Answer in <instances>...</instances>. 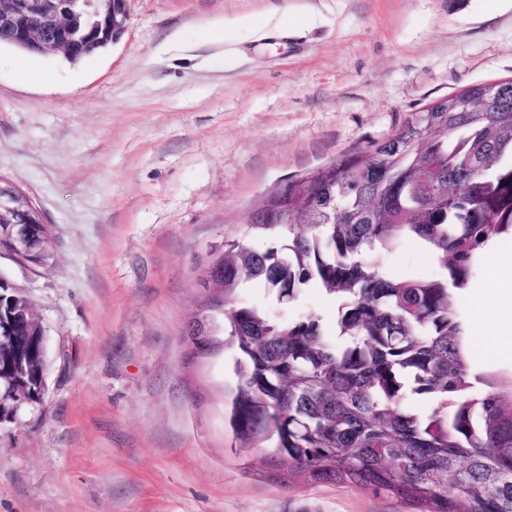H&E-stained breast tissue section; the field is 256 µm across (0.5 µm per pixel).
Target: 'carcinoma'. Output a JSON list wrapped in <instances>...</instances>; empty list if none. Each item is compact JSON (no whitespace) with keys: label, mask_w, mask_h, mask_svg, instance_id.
I'll return each mask as SVG.
<instances>
[{"label":"carcinoma","mask_w":512,"mask_h":512,"mask_svg":"<svg viewBox=\"0 0 512 512\" xmlns=\"http://www.w3.org/2000/svg\"><path fill=\"white\" fill-rule=\"evenodd\" d=\"M318 184L328 208L224 242V342L205 316L188 326L192 357L240 355L238 448L270 446L290 473L348 480L414 512H512V382L473 373L454 296L481 250L512 234V80L413 113L328 164ZM262 237L273 239L263 250ZM405 239L426 244L437 277L387 274L384 258ZM255 280L281 303L310 285L335 295L343 344L311 312L275 319L240 300ZM409 393L428 397L430 413L408 412Z\"/></svg>","instance_id":"cac0c4a2"}]
</instances>
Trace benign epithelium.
I'll use <instances>...</instances> for the list:
<instances>
[{"label": "benign epithelium", "mask_w": 512, "mask_h": 512, "mask_svg": "<svg viewBox=\"0 0 512 512\" xmlns=\"http://www.w3.org/2000/svg\"><path fill=\"white\" fill-rule=\"evenodd\" d=\"M129 0H0V29L11 41L28 52L55 51L82 56L118 41L127 30ZM301 204L321 210L329 205L322 189L305 191ZM35 206L16 187L0 185V252L6 251L26 263L37 251L31 221L24 215ZM298 214L288 207V186L279 188L253 209L250 224H295ZM211 297L210 309L224 311V278L210 274L203 278ZM15 306L10 323L0 327V353L9 358V367L0 369V423L10 411L18 417L28 407L31 378L26 356L33 340L44 342V332L23 289L14 288Z\"/></svg>", "instance_id": "obj_1"}]
</instances>
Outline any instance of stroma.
<instances>
[{"instance_id": "stroma-1", "label": "stroma", "mask_w": 512, "mask_h": 512, "mask_svg": "<svg viewBox=\"0 0 512 512\" xmlns=\"http://www.w3.org/2000/svg\"><path fill=\"white\" fill-rule=\"evenodd\" d=\"M96 57L0 44V179L54 227L47 262L0 255L43 328L42 403L0 425V512H410L338 481L287 477L272 449L232 453V349L190 354L204 270L250 212L467 88L512 79V0H131ZM25 60V70L15 63ZM389 275L432 278L407 240ZM456 294L474 372L512 380V293ZM274 317L339 301L305 289Z\"/></svg>"}]
</instances>
